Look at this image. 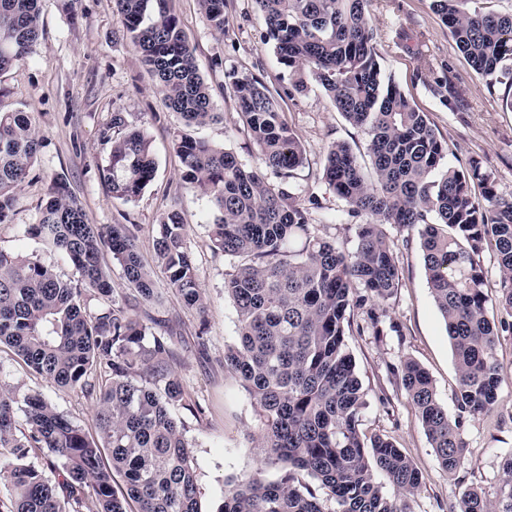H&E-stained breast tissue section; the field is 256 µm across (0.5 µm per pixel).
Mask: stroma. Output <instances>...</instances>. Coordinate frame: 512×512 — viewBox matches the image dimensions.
I'll list each match as a JSON object with an SVG mask.
<instances>
[{
	"label": "stroma",
	"mask_w": 512,
	"mask_h": 512,
	"mask_svg": "<svg viewBox=\"0 0 512 512\" xmlns=\"http://www.w3.org/2000/svg\"><path fill=\"white\" fill-rule=\"evenodd\" d=\"M39 8L41 34L31 57L0 72V110L30 113L42 136L14 212L0 224V250L76 277L68 260L25 232L37 223L39 207L57 179L66 183L87 223L139 225L138 249L153 268L158 297L140 305L138 313L151 333H163L169 325L181 332L173 368L204 414L194 417L178 404L171 412L185 428L200 510L220 512L231 481L255 474L273 481L280 475L256 446L261 421L254 398L224 366L225 351L237 342V312L224 292V278L237 261L212 247V204L181 184L180 162L171 144L178 121L164 106L139 53L123 37L113 0H39ZM172 8L211 88L213 107L224 115L223 122L193 129V136L223 145L245 168L263 169L227 80L233 72L259 77L280 95L285 119L305 149V163L292 180L295 195L304 204L317 200L311 213L319 236L353 249L355 227L347 222V205L325 184L322 169L327 149L336 141L348 142L358 155H366L365 131L345 120L315 80H308L302 92L290 91L288 72L264 40L265 28L253 0H229L230 28L224 36L213 31L197 0H172ZM368 14L377 33L383 77L392 79L427 113L448 143V163L464 168L479 161L497 196L512 201V109L503 103L511 88L490 84L472 68L433 11L432 0H368ZM444 75L458 104H442L433 93ZM116 112L124 114L129 126L148 134L157 165L153 181L132 202L113 198L102 177L110 148L102 142L101 131ZM172 210L187 225V245L207 301L201 314L183 307L165 271L155 264L159 223ZM385 232L402 265L400 285L384 303L386 326L381 335H374L359 310L357 327L345 338L367 402L360 429L369 436L391 438L422 472L423 485L409 503L411 512H449L471 487L495 497L502 462L512 455V333H502L497 344L503 383L494 410L466 422L464 463L448 474L395 370L404 359L415 360L431 376L439 403L449 416H456L458 379L451 345L427 283L417 230L389 224ZM0 381L39 389L59 412L92 429L95 407L90 401L33 376L6 348L0 350Z\"/></svg>",
	"instance_id": "stroma-1"
}]
</instances>
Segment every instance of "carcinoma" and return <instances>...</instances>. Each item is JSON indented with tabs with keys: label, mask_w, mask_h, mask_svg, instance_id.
<instances>
[{
	"label": "carcinoma",
	"mask_w": 512,
	"mask_h": 512,
	"mask_svg": "<svg viewBox=\"0 0 512 512\" xmlns=\"http://www.w3.org/2000/svg\"><path fill=\"white\" fill-rule=\"evenodd\" d=\"M39 0H0V71L25 62L39 38ZM468 0H432V8L475 71L512 87V14L463 8ZM280 63L299 92L318 82L338 112L367 131L372 172L345 142L328 149L323 180L344 200L356 225V247L326 240L299 203L290 179L303 166L300 141L277 98L252 75H228L248 133L270 183L244 168L223 146L189 133L221 119L211 88L168 0H115L124 35L157 78L179 128L172 146L186 189L215 210L210 241L240 259L224 279L238 316V342L224 365L240 377L261 410L258 446L280 465L275 481L249 477L227 491L221 512H408L422 474L388 437L360 431L365 394L346 350L355 310L384 301L402 270L384 225L418 229L427 282L446 326L457 376L458 414L438 402L429 374L401 363V384L417 410L443 469L465 458L463 428L492 411L503 378L499 332H512V201L497 197L490 177L472 161L444 164L448 143L426 113L394 81H384L367 0H254ZM214 31L228 34V0H198ZM111 144L103 178L112 197L136 200L154 179L151 141L112 113L102 132ZM41 136L30 115L0 111V224L9 221L17 190L37 160ZM483 188L482 198L472 186ZM136 224H88L66 183L57 181L27 233L64 255L72 281L19 254L0 250V346L34 375L97 405L90 433L58 412L35 389L0 383V476L8 497L0 512H200L198 483L183 423L170 407L195 416L202 407L176 375L173 332L152 336L128 300L116 299L104 251L122 268L134 298L155 296L151 269L136 248ZM177 212L159 224L155 259L188 308L204 312L206 297ZM496 254L498 294L486 292L480 257ZM507 318L494 325L491 304ZM62 461L54 477L26 462L45 452ZM121 477L122 484L116 483ZM395 489L383 490L381 479ZM455 512H512V455L498 493L465 490Z\"/></svg>",
	"instance_id": "carcinoma-1"
}]
</instances>
